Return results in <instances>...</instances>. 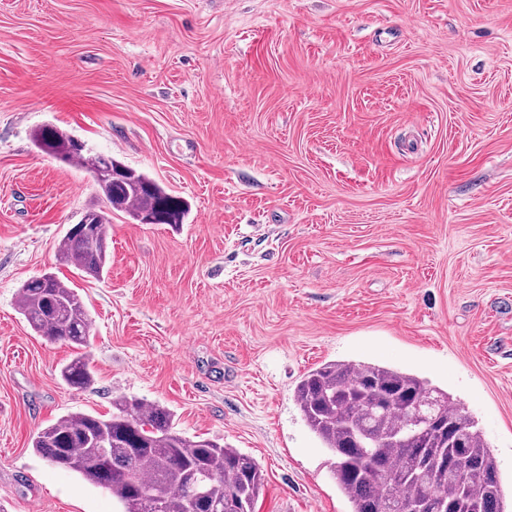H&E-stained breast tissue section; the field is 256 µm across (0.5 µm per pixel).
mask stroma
Masks as SVG:
<instances>
[{
  "label": "stroma",
  "instance_id": "35a3bbf8",
  "mask_svg": "<svg viewBox=\"0 0 512 512\" xmlns=\"http://www.w3.org/2000/svg\"><path fill=\"white\" fill-rule=\"evenodd\" d=\"M45 125L184 223L112 212L103 275L62 264L103 202ZM45 271L90 316L89 388L18 312ZM343 360L446 391L512 496V0H0V512H118L32 439L122 395L254 457L255 512H348L294 400Z\"/></svg>",
  "mask_w": 512,
  "mask_h": 512
}]
</instances>
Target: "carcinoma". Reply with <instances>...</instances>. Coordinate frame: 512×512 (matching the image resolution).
I'll return each instance as SVG.
<instances>
[{
    "mask_svg": "<svg viewBox=\"0 0 512 512\" xmlns=\"http://www.w3.org/2000/svg\"><path fill=\"white\" fill-rule=\"evenodd\" d=\"M36 147L93 173L105 209L90 210L88 227L68 230L59 259L98 278L110 262V213L139 224H181L189 204L146 174L93 154L86 144L52 125L33 134ZM18 309L32 331L78 349L60 368L75 389L94 379L90 322L76 289L53 272L26 280ZM296 403L313 433L334 458L333 477L350 512H424L445 504L451 512H512L474 419L450 404L448 393L415 374L372 363L327 362L303 375ZM32 448L49 463L107 488L121 512H150L144 493L161 512H254L265 477L258 462L215 439L187 436L172 412L136 397L112 399V413H69L40 430Z\"/></svg>",
    "mask_w": 512,
    "mask_h": 512,
    "instance_id": "obj_1",
    "label": "carcinoma"
}]
</instances>
